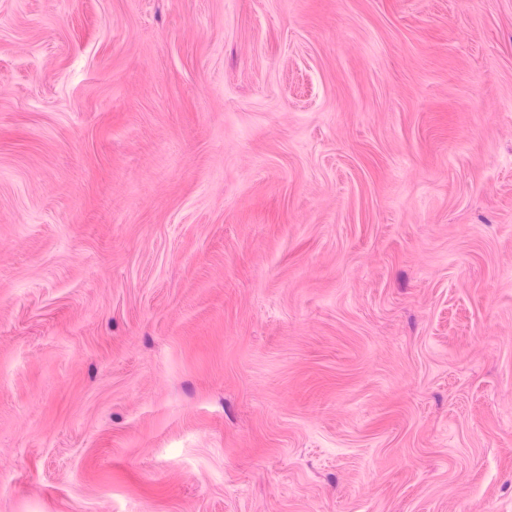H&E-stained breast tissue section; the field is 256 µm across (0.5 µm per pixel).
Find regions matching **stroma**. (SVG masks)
I'll use <instances>...</instances> for the list:
<instances>
[{"label":"stroma","instance_id":"stroma-1","mask_svg":"<svg viewBox=\"0 0 512 512\" xmlns=\"http://www.w3.org/2000/svg\"><path fill=\"white\" fill-rule=\"evenodd\" d=\"M0 512H512V0H0Z\"/></svg>","mask_w":512,"mask_h":512}]
</instances>
